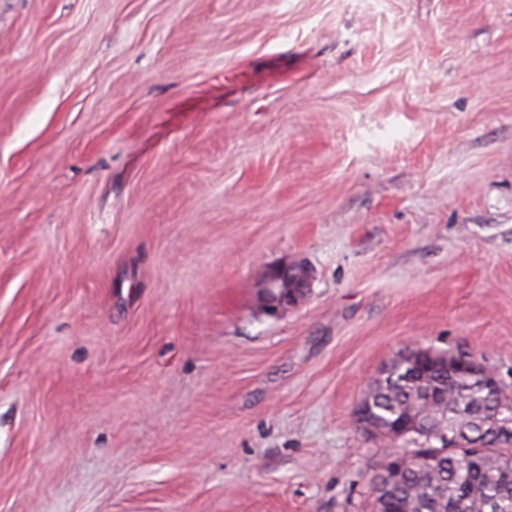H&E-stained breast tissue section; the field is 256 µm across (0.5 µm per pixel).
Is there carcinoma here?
<instances>
[{
    "instance_id": "carcinoma-1",
    "label": "carcinoma",
    "mask_w": 512,
    "mask_h": 512,
    "mask_svg": "<svg viewBox=\"0 0 512 512\" xmlns=\"http://www.w3.org/2000/svg\"><path fill=\"white\" fill-rule=\"evenodd\" d=\"M439 351L414 361L391 362L366 395L371 425L384 429L423 411L448 419L459 448H430L431 460L408 463L391 496L373 508L390 512H512V440L494 436L488 419L512 395L494 391L465 369L448 374ZM428 436L409 431L391 454L419 452Z\"/></svg>"
}]
</instances>
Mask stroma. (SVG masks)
Segmentation results:
<instances>
[{"label":"stroma","mask_w":512,"mask_h":512,"mask_svg":"<svg viewBox=\"0 0 512 512\" xmlns=\"http://www.w3.org/2000/svg\"><path fill=\"white\" fill-rule=\"evenodd\" d=\"M411 345L512 393V0H0V512H372ZM310 281V269L304 261L270 267L259 287L264 312L270 317H279L298 305L305 297Z\"/></svg>","instance_id":"35a3bbf8"}]
</instances>
